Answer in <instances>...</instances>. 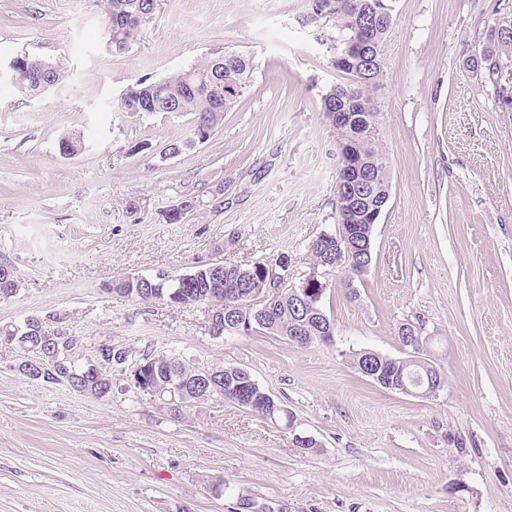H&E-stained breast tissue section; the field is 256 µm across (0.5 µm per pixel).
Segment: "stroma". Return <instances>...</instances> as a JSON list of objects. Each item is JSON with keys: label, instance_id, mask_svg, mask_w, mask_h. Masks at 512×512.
I'll use <instances>...</instances> for the list:
<instances>
[{"label": "stroma", "instance_id": "1", "mask_svg": "<svg viewBox=\"0 0 512 512\" xmlns=\"http://www.w3.org/2000/svg\"><path fill=\"white\" fill-rule=\"evenodd\" d=\"M393 6L373 93L390 198L367 271L322 277L333 342L301 347L215 337L206 305L105 286L216 259L284 257L291 284L313 272L312 242L339 230L341 149L319 99L343 75L333 43L300 22L307 0H158L124 54L105 47L102 0H0V66L24 51L66 66L37 97L0 82V260L22 283L0 323L57 315L134 360L243 367L294 414L290 429L228 400L176 415L118 371L97 399L0 358V512H512V52L498 45L512 0ZM227 48L257 69L205 143L166 157L193 114L113 111L136 79ZM71 134L85 148L62 155ZM407 322L446 377L436 396L381 388L351 363L401 357Z\"/></svg>", "mask_w": 512, "mask_h": 512}]
</instances>
